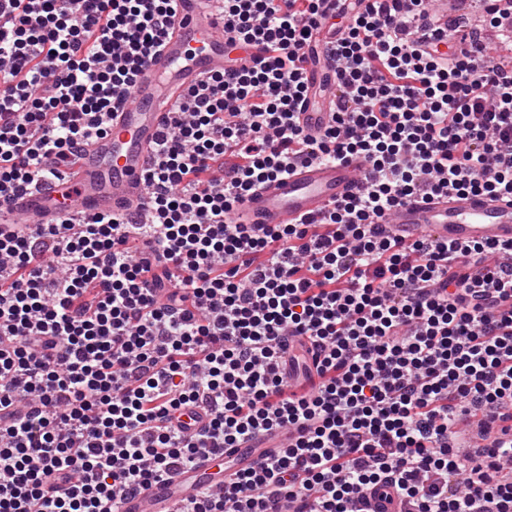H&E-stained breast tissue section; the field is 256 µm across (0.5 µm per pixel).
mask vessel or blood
Here are the masks:
<instances>
[{"label": "vessel or blood", "mask_w": 512, "mask_h": 512, "mask_svg": "<svg viewBox=\"0 0 512 512\" xmlns=\"http://www.w3.org/2000/svg\"><path fill=\"white\" fill-rule=\"evenodd\" d=\"M177 13L161 46L147 63L124 106L108 119L109 131L73 144L66 159L49 156L53 175L40 186L0 203V235L18 233L21 217L55 223L62 212L89 217L103 212L147 215L144 173L152 147L171 126L179 94L200 79L222 72L229 41L213 0H176ZM316 89L302 103L298 117L306 134L323 132L329 101L321 89L336 78L325 59L303 63ZM363 157L313 159L288 174L267 181L247 196L230 220L252 225L255 231L278 224H298L329 206L361 196L368 186ZM380 235L401 237L424 231L432 241L454 245L512 243V197L449 193L431 200L405 202L378 218ZM224 483V459L202 457L179 470L168 482L122 498L119 512H175L177 503L202 489Z\"/></svg>", "instance_id": "b4317fda"}]
</instances>
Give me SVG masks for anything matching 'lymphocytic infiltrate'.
Wrapping results in <instances>:
<instances>
[{"label":"lymphocytic infiltrate","instance_id":"lymphocytic-infiltrate-1","mask_svg":"<svg viewBox=\"0 0 512 512\" xmlns=\"http://www.w3.org/2000/svg\"><path fill=\"white\" fill-rule=\"evenodd\" d=\"M221 2L231 47L266 57L182 94L144 178L154 222L0 238V512H115L199 451L285 434L185 512H350L382 487L408 512H512V441L490 434L512 428V272L492 260L512 245L373 226L416 196L512 195V64L458 49L427 0ZM174 16L175 0H0V198L106 132ZM321 44L341 94L312 137L296 107ZM353 154L361 198L260 235L227 223L266 181ZM193 408L208 423L190 439Z\"/></svg>","mask_w":512,"mask_h":512}]
</instances>
